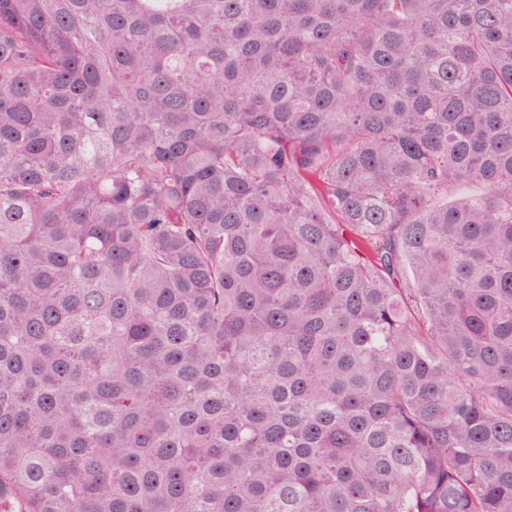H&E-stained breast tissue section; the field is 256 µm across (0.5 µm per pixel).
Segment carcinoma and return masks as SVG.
<instances>
[{"label":"carcinoma","instance_id":"carcinoma-1","mask_svg":"<svg viewBox=\"0 0 512 512\" xmlns=\"http://www.w3.org/2000/svg\"><path fill=\"white\" fill-rule=\"evenodd\" d=\"M0 512H512V0H0Z\"/></svg>","mask_w":512,"mask_h":512}]
</instances>
